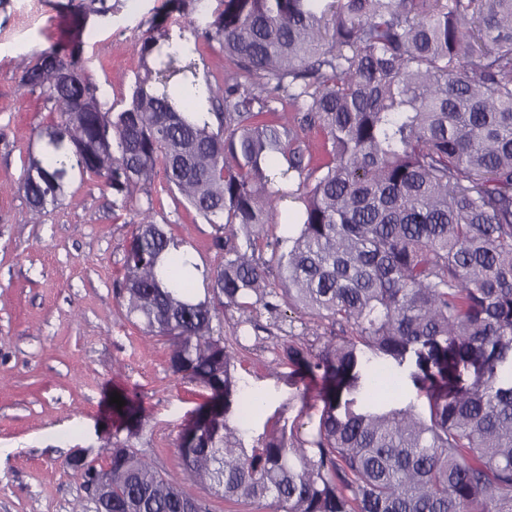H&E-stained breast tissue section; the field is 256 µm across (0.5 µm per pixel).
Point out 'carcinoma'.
Returning <instances> with one entry per match:
<instances>
[{
	"label": "carcinoma",
	"instance_id": "cac0c4a2",
	"mask_svg": "<svg viewBox=\"0 0 512 512\" xmlns=\"http://www.w3.org/2000/svg\"><path fill=\"white\" fill-rule=\"evenodd\" d=\"M144 37L129 104L105 107L75 50L52 48L21 86L59 117L22 188L38 208L67 197V168L95 175L137 221L119 293L172 344V372L208 391L179 434L180 473L130 438L137 399L112 412L128 431L106 464L68 463L95 512H210L200 483L259 512H512V0H224L205 39L234 66L224 108L196 86L199 41ZM323 134L313 158L278 105ZM214 229L224 254L199 267L155 220L157 168ZM298 180L303 204L271 258L259 233ZM146 200H141L139 194ZM300 308L334 330L285 332L283 356L323 403L305 436L244 448L256 401L213 320L236 309ZM414 361L428 415L363 411L366 355ZM397 390L383 369L365 396Z\"/></svg>",
	"mask_w": 512,
	"mask_h": 512
}]
</instances>
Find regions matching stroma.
Listing matches in <instances>:
<instances>
[{"label":"stroma","instance_id":"35a3bbf8","mask_svg":"<svg viewBox=\"0 0 512 512\" xmlns=\"http://www.w3.org/2000/svg\"><path fill=\"white\" fill-rule=\"evenodd\" d=\"M224 0H0V512H94L67 462L77 449L103 454L114 439L113 394L138 396L142 422L133 443L158 468L176 474L178 434L205 390L172 374L171 348L127 318L118 284L134 228L100 178L68 171L74 201L36 208L20 182L29 154L58 122L21 79L56 43L78 45L77 66L105 106L128 102L142 61L135 48L166 28L204 35ZM157 222L190 242L200 262L217 265L213 229L187 215L163 174L152 185ZM242 315L225 311L214 327L237 355L242 392L260 405L242 426L246 445L269 434L306 435L323 404L270 334L272 316L236 346Z\"/></svg>","mask_w":512,"mask_h":512}]
</instances>
